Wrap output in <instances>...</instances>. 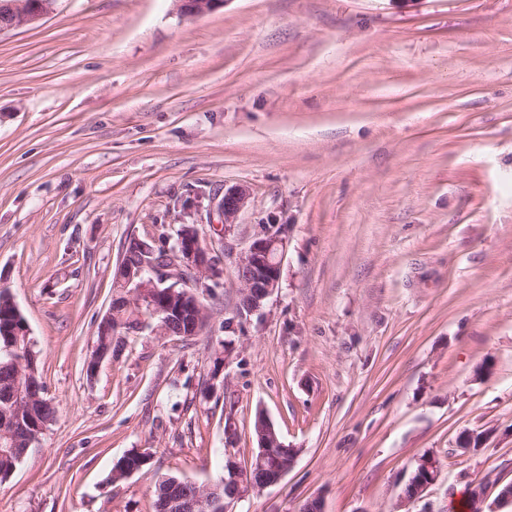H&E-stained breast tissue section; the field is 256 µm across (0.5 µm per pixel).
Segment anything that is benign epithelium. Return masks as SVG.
<instances>
[{
  "instance_id": "obj_1",
  "label": "benign epithelium",
  "mask_w": 512,
  "mask_h": 512,
  "mask_svg": "<svg viewBox=\"0 0 512 512\" xmlns=\"http://www.w3.org/2000/svg\"><path fill=\"white\" fill-rule=\"evenodd\" d=\"M53 0H0V33L17 30L35 24L49 12ZM227 0H181V12L190 16H203L220 3ZM248 199L247 189L241 186L224 190V197L219 203L224 230L234 224V218ZM286 247V239L280 231L268 230L254 239L241 254L237 262V275L242 283V302L238 316L250 314L261 307L278 288L280 280L281 256ZM221 257L202 241L201 237L188 233H178L176 246L167 255L157 259L151 255L141 257L140 262L130 264L121 259L117 279L124 285V300L132 304L143 305L152 301L151 294L158 291L165 282L168 285L169 301L163 308H149L151 318L156 320L157 330L164 335L181 334L183 330L173 329V316H183L188 311L190 317L187 327L197 331L205 321V308L197 294L187 286L191 280L200 282L217 276L220 272ZM182 289L177 293L176 289ZM257 419L262 429L258 431L259 446L251 463L241 467L231 462L230 481L236 490L230 496L221 495V486L212 483L198 487L195 495L188 496L179 504L180 512H213L217 507L221 512H234L233 504L241 497L260 491L277 483L292 467L298 449L293 448L278 438L272 422L263 414ZM43 429L28 427L23 424H11L0 428V443L6 442L9 448H20V455H25L28 448L36 444ZM266 472L264 481L256 483L246 480L251 467ZM439 465L437 461L424 456L418 460L417 468L409 479L413 485V496H420L437 478Z\"/></svg>"
}]
</instances>
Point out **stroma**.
<instances>
[{
    "instance_id": "obj_1",
    "label": "stroma",
    "mask_w": 512,
    "mask_h": 512,
    "mask_svg": "<svg viewBox=\"0 0 512 512\" xmlns=\"http://www.w3.org/2000/svg\"><path fill=\"white\" fill-rule=\"evenodd\" d=\"M184 224L223 259L207 329L127 334L87 378L124 246ZM271 225L279 288L241 320L236 263ZM1 288L57 413L0 512H155L161 477L249 463L260 412L298 456L234 512H449L481 479L495 502L512 482V0H226L197 18L54 0L0 33ZM135 451L147 465L113 480ZM424 455L437 480L406 499ZM248 199L247 189L241 186L232 187L224 191V197L219 203V211L222 215L224 230H229L234 224V218L243 208Z\"/></svg>"
}]
</instances>
